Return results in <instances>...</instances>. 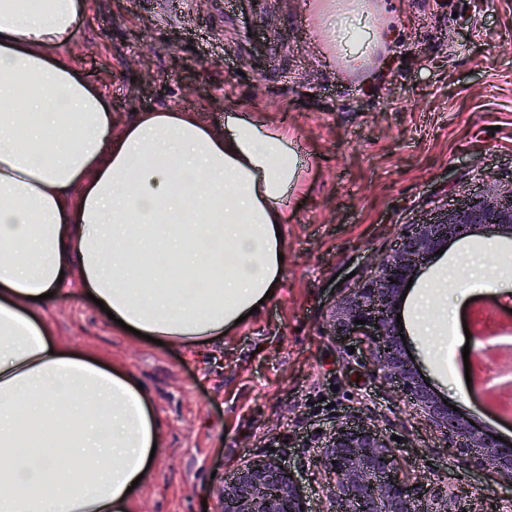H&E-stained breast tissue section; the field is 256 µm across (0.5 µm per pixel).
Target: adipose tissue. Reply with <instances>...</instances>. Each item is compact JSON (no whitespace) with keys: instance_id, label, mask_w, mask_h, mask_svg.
I'll list each match as a JSON object with an SVG mask.
<instances>
[{"instance_id":"obj_1","label":"adipose tissue","mask_w":512,"mask_h":512,"mask_svg":"<svg viewBox=\"0 0 512 512\" xmlns=\"http://www.w3.org/2000/svg\"><path fill=\"white\" fill-rule=\"evenodd\" d=\"M82 0H0V512H134L160 436L119 366L71 348L40 315L79 270L84 291L142 334L184 345L223 337L277 292V231L300 168L287 132L238 111L220 135L183 112H147L114 134L108 98L67 62ZM78 197H71V190ZM209 267L221 285L186 299L158 255ZM67 462L18 445L33 424ZM39 494H31V486Z\"/></svg>"}]
</instances>
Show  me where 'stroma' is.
<instances>
[{
	"label": "stroma",
	"mask_w": 512,
	"mask_h": 512,
	"mask_svg": "<svg viewBox=\"0 0 512 512\" xmlns=\"http://www.w3.org/2000/svg\"><path fill=\"white\" fill-rule=\"evenodd\" d=\"M340 10L381 22L365 34L363 65L331 38ZM54 54L106 94L114 130L176 109L220 132L235 107L287 130L300 162L282 285L223 339L169 347L117 331L74 281L43 310L56 336L125 368L150 399L161 451L136 512H220V479L270 453L296 471L310 512H325L331 479L314 453L353 414L400 437L410 484L444 480L480 512L512 498L377 376L368 337L326 333L332 306L373 275L405 225L512 183V0H85ZM412 286L434 290L430 335L409 302L397 306L423 380L460 416L512 439L486 410L490 390L470 395L448 366L466 344L448 325L472 297L512 310V237L450 241Z\"/></svg>",
	"instance_id": "stroma-1"
}]
</instances>
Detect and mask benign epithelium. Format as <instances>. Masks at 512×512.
I'll list each match as a JSON object with an SVG mask.
<instances>
[{"label":"benign epithelium","instance_id":"benign-epithelium-1","mask_svg":"<svg viewBox=\"0 0 512 512\" xmlns=\"http://www.w3.org/2000/svg\"><path fill=\"white\" fill-rule=\"evenodd\" d=\"M512 235V185L486 193L433 223L404 229L377 271L343 296L329 319L328 335L369 336L378 342L375 371L413 402L449 444L451 454L494 470L512 486V447L494 439L448 406L425 385L408 357L396 320L397 302L422 261L453 239L475 233ZM365 320L361 325L358 320ZM317 461L334 475L327 512H425L419 489L402 476V457L391 436L365 418L336 419L334 431L317 447ZM432 512H478L446 485L428 489ZM222 512H309L302 488L274 456L240 463L217 487Z\"/></svg>","mask_w":512,"mask_h":512}]
</instances>
